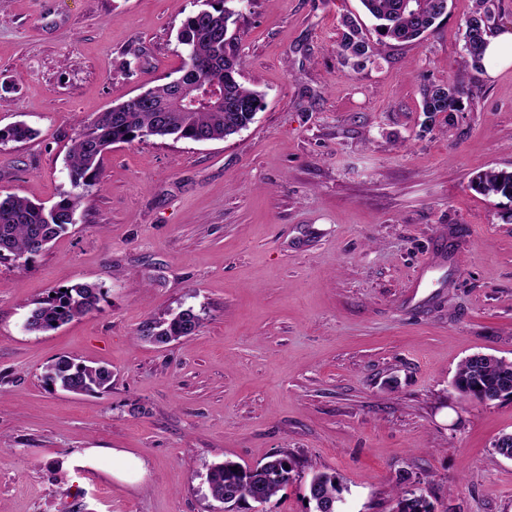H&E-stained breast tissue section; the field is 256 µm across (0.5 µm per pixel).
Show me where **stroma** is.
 <instances>
[{
	"label": "stroma",
	"mask_w": 512,
	"mask_h": 512,
	"mask_svg": "<svg viewBox=\"0 0 512 512\" xmlns=\"http://www.w3.org/2000/svg\"><path fill=\"white\" fill-rule=\"evenodd\" d=\"M201 0H0V197L52 205L83 124L182 63L176 33ZM448 0L424 40L355 71L339 56L360 0H238L240 80L262 96L246 129L194 142L114 145L101 190L25 265L0 258V512H217L206 474L280 452L294 478L263 512H314V471L341 512H394L403 476L433 512H512V398L452 386L475 354L512 361V200L469 186L512 171V68L471 70ZM461 83L464 111L426 118L421 90ZM98 307L32 334L35 301L77 283ZM193 308L199 332L138 341L150 318ZM112 369L74 394L45 366ZM116 448L144 473L123 482ZM112 453V461L116 460L119 463H127L126 468L114 472L112 467V476L116 475L120 478H128L131 473H138L142 467V461L128 455L126 452L118 449L107 448H86L82 454L78 455V460L81 466L93 467L96 465L97 459L104 453ZM334 481H337V484H334ZM308 492L310 500L314 503V512H317L318 499L333 502L336 506L334 512H340L338 509L342 503V491L335 473L327 471L314 472L309 481Z\"/></svg>",
	"instance_id": "35a3bbf8"
}]
</instances>
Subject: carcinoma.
<instances>
[{"label":"carcinoma","instance_id":"1","mask_svg":"<svg viewBox=\"0 0 512 512\" xmlns=\"http://www.w3.org/2000/svg\"><path fill=\"white\" fill-rule=\"evenodd\" d=\"M233 0H205L204 7L188 16L178 32V42L186 57L177 76L144 91L137 104L123 101L99 113L77 133L67 160L72 188L101 184L100 172L105 153L112 145L132 142L144 136H171L194 142L222 140L245 129L260 109L261 95L239 81L240 60L233 49L237 11L228 7ZM365 12L375 21L376 42L361 29L347 23L340 45L344 63L363 70L374 62L380 49L390 42H414L432 31L446 14L448 0H360ZM495 22L491 0H475L471 15L464 21L462 49L476 72L483 71L486 37ZM203 81L224 87V108L204 105L184 109L168 107L177 81ZM421 110L431 118L437 114L464 111L463 91L455 85L432 84L423 89ZM35 131L24 123L0 128V145L30 140ZM471 189L484 195L512 199V171L491 170L470 180ZM81 195L65 192L50 207L13 195L0 198V256L9 254L25 264L29 258L75 223ZM100 290L94 285L77 283L54 296L35 303L25 322L30 333L54 330L97 309ZM202 317L187 308L166 317L150 320L139 330L138 339L157 345L188 338L198 331ZM46 384L74 393H100L112 387V369L88 366L62 357L48 366ZM453 387L462 395L479 402L490 391L512 389V363L473 355L458 368ZM294 473V462L286 454H274L254 468L225 461L208 469L206 481L211 497L231 507L240 503L267 502ZM334 473L317 471L308 485L309 498L342 503L340 484ZM397 512H432L425 497L407 490L398 493Z\"/></svg>","mask_w":512,"mask_h":512}]
</instances>
